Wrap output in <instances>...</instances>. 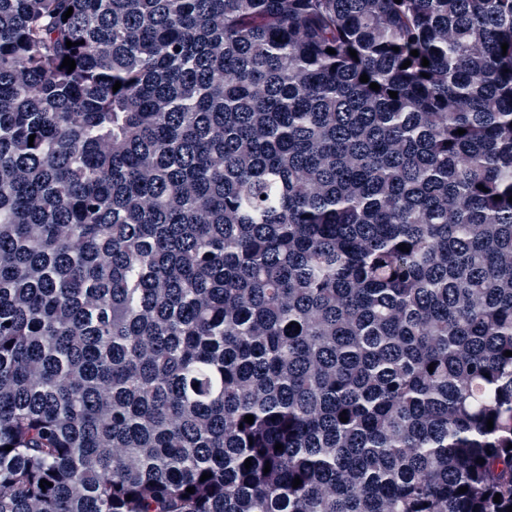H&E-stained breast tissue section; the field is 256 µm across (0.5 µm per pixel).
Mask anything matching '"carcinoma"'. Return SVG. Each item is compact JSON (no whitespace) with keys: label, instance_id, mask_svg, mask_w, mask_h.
<instances>
[{"label":"carcinoma","instance_id":"1","mask_svg":"<svg viewBox=\"0 0 512 512\" xmlns=\"http://www.w3.org/2000/svg\"><path fill=\"white\" fill-rule=\"evenodd\" d=\"M510 196L512 0H0V512H508Z\"/></svg>","mask_w":512,"mask_h":512}]
</instances>
